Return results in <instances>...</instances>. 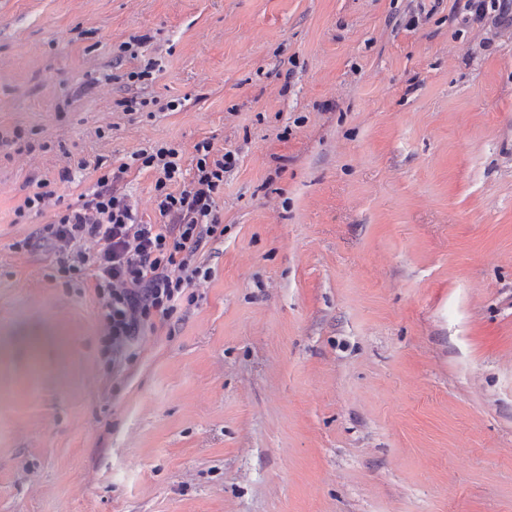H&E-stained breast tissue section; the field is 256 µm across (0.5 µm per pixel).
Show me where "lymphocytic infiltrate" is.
I'll return each mask as SVG.
<instances>
[{
    "mask_svg": "<svg viewBox=\"0 0 512 512\" xmlns=\"http://www.w3.org/2000/svg\"><path fill=\"white\" fill-rule=\"evenodd\" d=\"M193 176L184 180L179 152L166 144L141 148L139 168L153 171L160 223H144L123 187L127 164L95 163V190L88 199L57 212L38 235L17 241L18 250L57 247L52 279L87 284L101 308L100 350L113 370L131 358L141 336L170 320L188 288L210 279L198 255L224 234L216 199L224 175L238 164L232 151H215L203 140L195 147ZM181 191H174V184Z\"/></svg>",
    "mask_w": 512,
    "mask_h": 512,
    "instance_id": "obj_1",
    "label": "lymphocytic infiltrate"
}]
</instances>
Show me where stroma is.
<instances>
[{"mask_svg": "<svg viewBox=\"0 0 512 512\" xmlns=\"http://www.w3.org/2000/svg\"><path fill=\"white\" fill-rule=\"evenodd\" d=\"M466 4L0 0V512H512V21ZM203 140L212 277L113 373L16 210L125 162L160 223L133 154Z\"/></svg>", "mask_w": 512, "mask_h": 512, "instance_id": "1", "label": "stroma"}]
</instances>
